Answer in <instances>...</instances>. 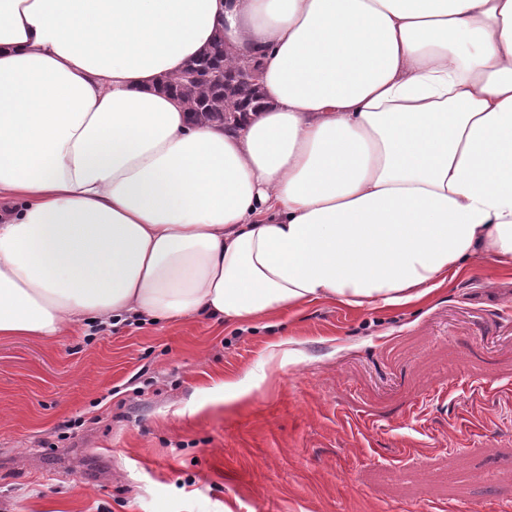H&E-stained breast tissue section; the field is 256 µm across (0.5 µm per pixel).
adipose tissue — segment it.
Listing matches in <instances>:
<instances>
[{
	"label": "adipose tissue",
	"mask_w": 512,
	"mask_h": 512,
	"mask_svg": "<svg viewBox=\"0 0 512 512\" xmlns=\"http://www.w3.org/2000/svg\"><path fill=\"white\" fill-rule=\"evenodd\" d=\"M237 126L163 91L213 40ZM512 270V0H0V337L418 303Z\"/></svg>",
	"instance_id": "1"
}]
</instances>
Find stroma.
Masks as SVG:
<instances>
[{
  "label": "stroma",
  "mask_w": 512,
  "mask_h": 512,
  "mask_svg": "<svg viewBox=\"0 0 512 512\" xmlns=\"http://www.w3.org/2000/svg\"><path fill=\"white\" fill-rule=\"evenodd\" d=\"M0 512H512V276L0 338Z\"/></svg>",
  "instance_id": "obj_1"
}]
</instances>
